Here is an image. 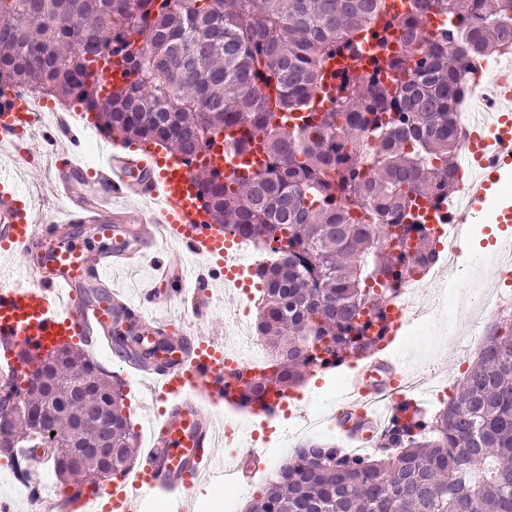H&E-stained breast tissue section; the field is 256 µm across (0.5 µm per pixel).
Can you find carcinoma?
<instances>
[{
    "mask_svg": "<svg viewBox=\"0 0 512 512\" xmlns=\"http://www.w3.org/2000/svg\"><path fill=\"white\" fill-rule=\"evenodd\" d=\"M511 11L512 0H413L391 17L386 0H0V113L5 91L35 89L78 102L126 144L196 166L214 223L266 255L255 270L264 373L224 372L250 407L385 340L392 300L437 258L415 210L440 211L457 185L460 56L511 48ZM431 13L446 20L429 36ZM364 32L372 69L330 82L328 64ZM102 58L123 70L107 90ZM221 142L240 159L228 174L202 161ZM113 340L140 344L132 328ZM22 392L38 417L0 418V453L44 449L71 500L91 472L131 469L122 385L83 348L32 365L26 389H10ZM67 441L112 453L80 463L57 450ZM373 447L298 445L245 512H512V319L488 334L443 409L403 401Z\"/></svg>",
    "mask_w": 512,
    "mask_h": 512,
    "instance_id": "carcinoma-1",
    "label": "carcinoma"
}]
</instances>
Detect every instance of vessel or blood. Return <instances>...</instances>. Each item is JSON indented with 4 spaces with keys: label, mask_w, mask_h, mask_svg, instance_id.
<instances>
[{
    "label": "vessel or blood",
    "mask_w": 512,
    "mask_h": 512,
    "mask_svg": "<svg viewBox=\"0 0 512 512\" xmlns=\"http://www.w3.org/2000/svg\"><path fill=\"white\" fill-rule=\"evenodd\" d=\"M0 113V147L15 139L19 126L40 131L44 153L55 158L53 192L61 218L47 217L18 192L12 176L0 174V248L19 258L22 278L0 277V383L23 376L29 360L57 340L90 348H112L115 325H135L143 342L166 341L168 352L126 359L131 387L146 385L160 405V419L148 448L142 449L133 479L122 486L102 482L71 502L45 512H93L105 501L122 512H140L144 501L162 499L166 512H192L201 481L230 485L259 469L263 452L219 454L222 433L257 431L266 424L258 411L218 424L224 399V343L199 326L215 313L214 285L244 269L235 258L232 235L200 217L188 201L192 170L152 152H122L105 143L97 165L84 161V126L75 113H55L48 127L23 111ZM495 148L492 172L468 188L465 223L511 224L512 209L483 210L501 175L512 168V127L487 130ZM87 238L107 240L106 249L84 246ZM154 278L136 298L122 296L112 272L136 264ZM411 365L355 367L351 384L336 399L331 415L350 444H367L381 431L393 408L408 396ZM366 431L351 434L353 421Z\"/></svg>",
    "instance_id": "b4317fda"
}]
</instances>
